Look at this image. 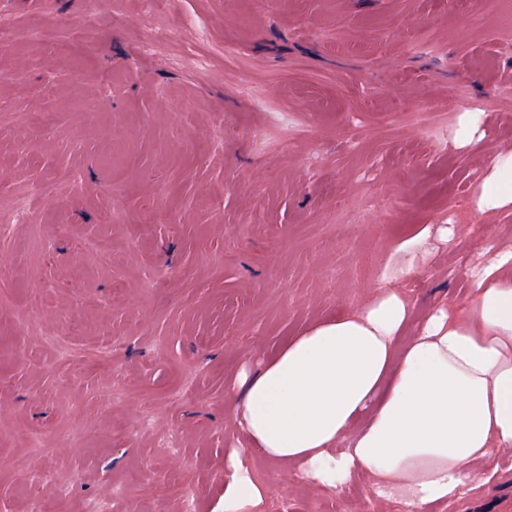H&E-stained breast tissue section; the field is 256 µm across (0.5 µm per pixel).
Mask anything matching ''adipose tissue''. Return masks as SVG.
<instances>
[{
  "label": "adipose tissue",
  "instance_id": "obj_1",
  "mask_svg": "<svg viewBox=\"0 0 512 512\" xmlns=\"http://www.w3.org/2000/svg\"><path fill=\"white\" fill-rule=\"evenodd\" d=\"M395 289L315 321L241 371L229 392L251 453L338 487L364 474L380 500L426 512L454 498L484 460L512 451V247L477 275L470 302L440 306L400 333ZM224 512L265 490L233 457Z\"/></svg>",
  "mask_w": 512,
  "mask_h": 512
}]
</instances>
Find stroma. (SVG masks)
<instances>
[{
    "mask_svg": "<svg viewBox=\"0 0 512 512\" xmlns=\"http://www.w3.org/2000/svg\"><path fill=\"white\" fill-rule=\"evenodd\" d=\"M0 33V512H224L243 366L386 288L466 306L482 233L512 247L478 206L512 0H0ZM245 464L255 512H407ZM430 512H512V460Z\"/></svg>",
    "mask_w": 512,
    "mask_h": 512,
    "instance_id": "1",
    "label": "stroma"
}]
</instances>
